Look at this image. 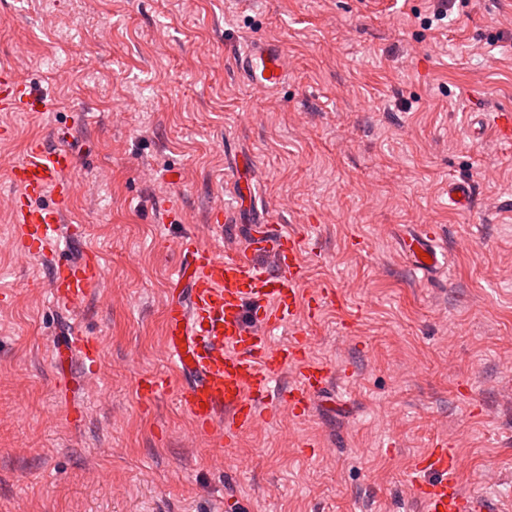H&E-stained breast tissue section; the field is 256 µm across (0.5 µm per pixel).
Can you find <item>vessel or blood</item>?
<instances>
[{
  "instance_id": "1",
  "label": "vessel or blood",
  "mask_w": 512,
  "mask_h": 512,
  "mask_svg": "<svg viewBox=\"0 0 512 512\" xmlns=\"http://www.w3.org/2000/svg\"><path fill=\"white\" fill-rule=\"evenodd\" d=\"M237 72L248 85L277 91L286 79V57L276 43L252 39L236 60ZM32 86L18 81L10 65L0 64V111L27 112L37 109ZM471 135L479 140H512V114L475 117ZM74 163L64 150L33 142L26 155L12 165L9 176L21 189L11 202L13 221L18 224L19 245L27 252L44 253L62 228L63 208L39 205L46 192L68 197L71 185L60 176ZM415 271L436 273L445 265V255L432 235L419 231L405 242ZM181 250L186 259L174 272L171 288L189 281L188 302L174 301L167 321L178 342L170 361L177 369L193 373L194 382L179 395L180 407L198 431L219 433L232 443L238 433L253 426L260 411L276 413L288 403L295 415L309 413L316 397L324 392L330 367L304 359L302 318L314 317L326 302H335L334 290L322 288L301 302L299 287L305 279V247L300 237L271 234L268 226L254 229L249 249L221 257L193 238H185ZM270 252L272 265L256 262V254ZM103 268L92 255L80 260L55 263V293L58 304L72 306L90 288L102 281ZM294 326L292 342H273L271 331ZM296 366L295 380L279 390L277 379L288 366ZM456 457L452 449L436 446L418 458L411 468L409 489L424 512H512V500L466 497L455 479Z\"/></svg>"
}]
</instances>
